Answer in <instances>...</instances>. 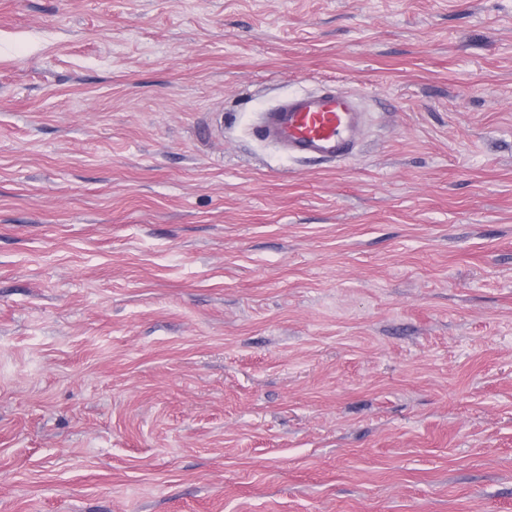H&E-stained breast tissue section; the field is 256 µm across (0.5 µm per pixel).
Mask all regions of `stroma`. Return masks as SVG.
<instances>
[{"instance_id": "obj_1", "label": "stroma", "mask_w": 512, "mask_h": 512, "mask_svg": "<svg viewBox=\"0 0 512 512\" xmlns=\"http://www.w3.org/2000/svg\"><path fill=\"white\" fill-rule=\"evenodd\" d=\"M0 512H512V0H0ZM354 95L325 90L288 95L265 113L259 135L295 157L346 160L364 114Z\"/></svg>"}]
</instances>
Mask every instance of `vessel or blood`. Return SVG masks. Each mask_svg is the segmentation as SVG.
I'll return each mask as SVG.
<instances>
[{
    "instance_id": "1",
    "label": "vessel or blood",
    "mask_w": 512,
    "mask_h": 512,
    "mask_svg": "<svg viewBox=\"0 0 512 512\" xmlns=\"http://www.w3.org/2000/svg\"><path fill=\"white\" fill-rule=\"evenodd\" d=\"M363 118L362 108L348 92L298 93L266 112L259 134L293 156L335 162L352 156Z\"/></svg>"
}]
</instances>
